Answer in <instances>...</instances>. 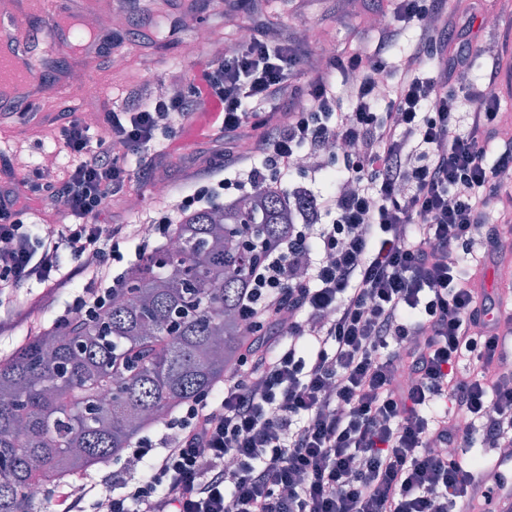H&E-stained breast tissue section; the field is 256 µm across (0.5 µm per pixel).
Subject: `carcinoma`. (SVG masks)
I'll list each match as a JSON object with an SVG mask.
<instances>
[{"mask_svg": "<svg viewBox=\"0 0 512 512\" xmlns=\"http://www.w3.org/2000/svg\"><path fill=\"white\" fill-rule=\"evenodd\" d=\"M293 218L264 192L189 213L173 226L176 247L133 265L101 320L44 321L0 355V512H34L30 486L120 458L224 380L248 338L237 301L257 260L239 237L271 241Z\"/></svg>", "mask_w": 512, "mask_h": 512, "instance_id": "carcinoma-1", "label": "carcinoma"}]
</instances>
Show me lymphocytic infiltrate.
<instances>
[{
  "label": "lymphocytic infiltrate",
  "instance_id": "1",
  "mask_svg": "<svg viewBox=\"0 0 512 512\" xmlns=\"http://www.w3.org/2000/svg\"><path fill=\"white\" fill-rule=\"evenodd\" d=\"M372 12L338 57L261 23L199 58L189 94L129 85L95 126L61 112L69 165L34 169L22 193L0 182V331L30 334L27 305L47 296L57 321L103 317L126 243L141 257L225 191L289 197L301 154L327 181L302 187L295 223L250 268L251 334L223 382L126 449L141 476L106 497L47 489L45 512H493L472 493L491 460L461 452L512 448V308L484 285L491 267L512 281V51L485 54L469 38L479 11L447 0ZM192 136L228 148L195 163ZM136 173L178 199L146 236L98 221ZM25 194L57 223H28Z\"/></svg>",
  "mask_w": 512,
  "mask_h": 512
}]
</instances>
